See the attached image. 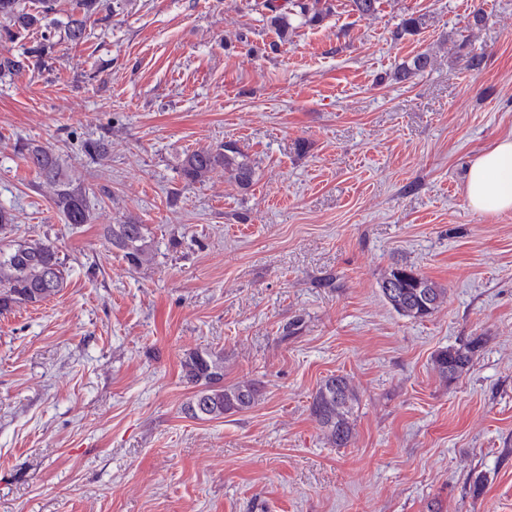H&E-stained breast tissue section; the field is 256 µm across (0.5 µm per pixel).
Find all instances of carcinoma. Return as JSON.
I'll return each instance as SVG.
<instances>
[{"label":"carcinoma","mask_w":512,"mask_h":512,"mask_svg":"<svg viewBox=\"0 0 512 512\" xmlns=\"http://www.w3.org/2000/svg\"><path fill=\"white\" fill-rule=\"evenodd\" d=\"M105 0H72L67 21L61 23L63 38L73 44L86 40V24L104 8ZM291 7L304 24L321 21L330 11L325 0H293ZM60 0H0V22L7 38L14 41L36 32L40 41L14 54L0 52V82L11 81L30 69L43 67L54 52L55 15ZM111 148L105 139L83 144L89 158L102 157ZM15 150L34 168L51 189L53 204L66 223L75 226L93 220L80 178L64 165L59 155L32 141H19ZM221 169L224 177L243 191L255 182L256 169L250 158L234 143L188 152L179 173L186 185L200 183L213 171ZM16 215L0 205V315L22 305L37 306L57 296L67 286L68 268L53 243L40 238L13 239ZM106 243L117 250L127 266L140 270L153 264L155 240L151 228L128 217L103 229ZM380 291L392 309L403 317L423 319L440 306L445 289L414 267L397 265L380 283ZM478 340L450 346L436 353L433 362L448 381L460 377L472 365ZM182 377L194 387L191 400L184 407L193 419H221L226 414L252 408L260 398L257 384L246 381L224 384V353L193 350L180 361ZM357 394L342 375H330L317 388L310 406L311 415L336 447L347 445L352 434L350 416Z\"/></svg>","instance_id":"1"}]
</instances>
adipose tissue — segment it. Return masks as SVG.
I'll list each match as a JSON object with an SVG mask.
<instances>
[{
  "label": "adipose tissue",
  "mask_w": 512,
  "mask_h": 512,
  "mask_svg": "<svg viewBox=\"0 0 512 512\" xmlns=\"http://www.w3.org/2000/svg\"><path fill=\"white\" fill-rule=\"evenodd\" d=\"M465 196L469 206L484 215L512 212V135L494 142L471 163Z\"/></svg>",
  "instance_id": "adipose-tissue-1"
}]
</instances>
